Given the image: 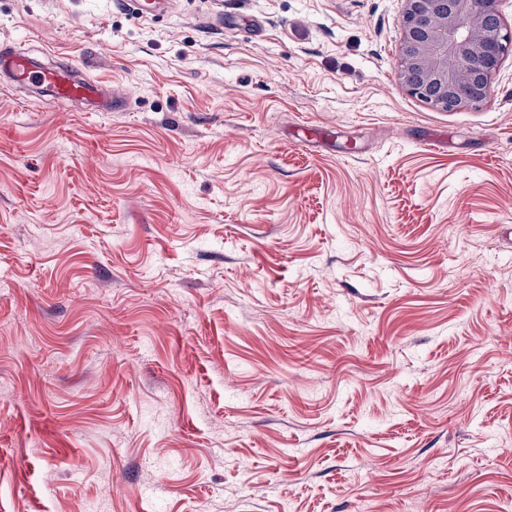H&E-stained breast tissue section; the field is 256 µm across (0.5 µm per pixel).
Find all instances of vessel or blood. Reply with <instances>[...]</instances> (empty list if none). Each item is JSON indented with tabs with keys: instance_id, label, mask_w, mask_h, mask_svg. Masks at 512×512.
<instances>
[{
	"instance_id": "vessel-or-blood-1",
	"label": "vessel or blood",
	"mask_w": 512,
	"mask_h": 512,
	"mask_svg": "<svg viewBox=\"0 0 512 512\" xmlns=\"http://www.w3.org/2000/svg\"><path fill=\"white\" fill-rule=\"evenodd\" d=\"M0 74L11 84L34 85L56 99L86 103L94 112L120 111L126 105L123 95L104 84L77 77L66 65L39 63L19 46L0 52Z\"/></svg>"
}]
</instances>
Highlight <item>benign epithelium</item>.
I'll list each match as a JSON object with an SVG mask.
<instances>
[{"label":"benign epithelium","mask_w":512,"mask_h":512,"mask_svg":"<svg viewBox=\"0 0 512 512\" xmlns=\"http://www.w3.org/2000/svg\"><path fill=\"white\" fill-rule=\"evenodd\" d=\"M500 0H405L399 73L403 84L436 108L453 111L485 101L512 52V28Z\"/></svg>","instance_id":"obj_1"}]
</instances>
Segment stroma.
Wrapping results in <instances>:
<instances>
[{"label":"stroma","mask_w":512,"mask_h":512,"mask_svg":"<svg viewBox=\"0 0 512 512\" xmlns=\"http://www.w3.org/2000/svg\"><path fill=\"white\" fill-rule=\"evenodd\" d=\"M404 0H0V512H512V54ZM404 1L399 53L403 84L445 111L485 101L493 76L512 53V28L501 21V0ZM416 75L422 80H415ZM0 73L12 85H34L59 100L86 103L89 112H114L125 108V97L95 80L83 79L67 65L41 64L20 46L0 52Z\"/></svg>","instance_id":"stroma-1"}]
</instances>
